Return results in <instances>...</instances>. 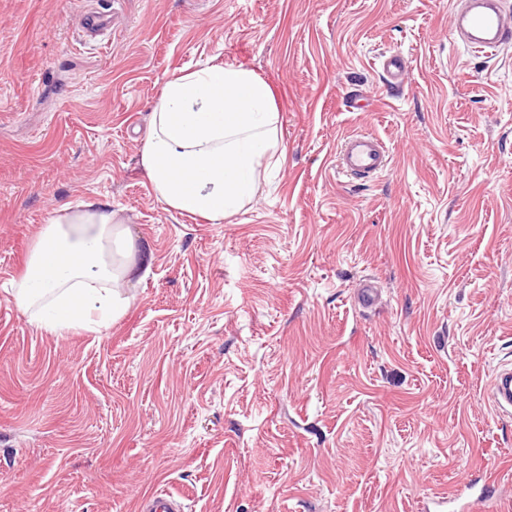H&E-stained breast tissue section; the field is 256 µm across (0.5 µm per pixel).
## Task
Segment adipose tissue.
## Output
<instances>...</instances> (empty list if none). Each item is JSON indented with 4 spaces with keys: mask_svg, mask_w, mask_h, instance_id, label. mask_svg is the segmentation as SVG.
Masks as SVG:
<instances>
[{
    "mask_svg": "<svg viewBox=\"0 0 512 512\" xmlns=\"http://www.w3.org/2000/svg\"><path fill=\"white\" fill-rule=\"evenodd\" d=\"M283 158L273 87L224 64L165 81L140 165L165 210L220 224L259 197ZM151 261L111 207H64L41 227L11 294L38 329L97 333L125 314L121 288L144 279Z\"/></svg>",
    "mask_w": 512,
    "mask_h": 512,
    "instance_id": "adipose-tissue-1",
    "label": "adipose tissue"
}]
</instances>
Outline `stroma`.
<instances>
[{"instance_id": "obj_1", "label": "stroma", "mask_w": 512, "mask_h": 512, "mask_svg": "<svg viewBox=\"0 0 512 512\" xmlns=\"http://www.w3.org/2000/svg\"><path fill=\"white\" fill-rule=\"evenodd\" d=\"M455 7L0 0V512H134L160 488L184 512H418L465 476L512 512V416L486 399L512 362V49L455 42ZM91 8L112 15L94 40ZM224 63L275 87L285 159L210 224L139 160L164 82ZM357 131L391 156L364 183L335 167ZM83 203L153 263L117 322L54 336L7 289Z\"/></svg>"}]
</instances>
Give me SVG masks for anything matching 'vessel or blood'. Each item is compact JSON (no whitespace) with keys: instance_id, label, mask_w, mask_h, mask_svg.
Returning a JSON list of instances; mask_svg holds the SVG:
<instances>
[{"instance_id":"1","label":"vessel or blood","mask_w":512,"mask_h":512,"mask_svg":"<svg viewBox=\"0 0 512 512\" xmlns=\"http://www.w3.org/2000/svg\"><path fill=\"white\" fill-rule=\"evenodd\" d=\"M454 32L468 47L497 52L512 46V13L502 0H462L454 14ZM390 162L384 142L370 132L347 136L337 154L342 173L369 177L383 172ZM488 399L502 414H512V368L501 367L495 373ZM423 512H498V499L485 494L465 498L456 491L438 493L422 506ZM138 512H183L179 495L155 491L142 499Z\"/></svg>"}]
</instances>
